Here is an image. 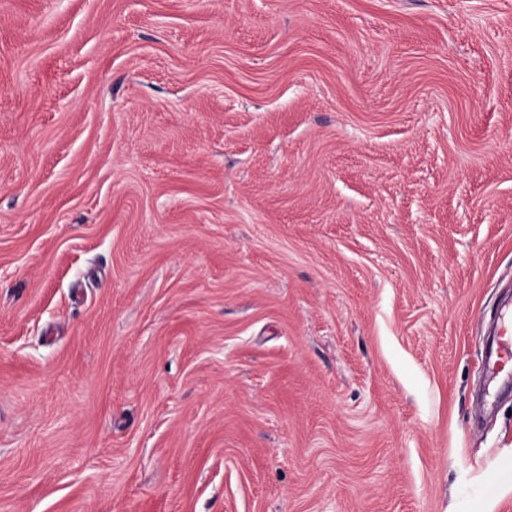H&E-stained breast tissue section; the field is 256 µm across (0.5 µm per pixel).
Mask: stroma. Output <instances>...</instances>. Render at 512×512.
I'll return each instance as SVG.
<instances>
[{
	"label": "stroma",
	"instance_id": "1",
	"mask_svg": "<svg viewBox=\"0 0 512 512\" xmlns=\"http://www.w3.org/2000/svg\"><path fill=\"white\" fill-rule=\"evenodd\" d=\"M512 0H0V512H512ZM500 325L496 333V348L493 361L489 362L488 369L494 372L498 367L501 371L505 364L512 361V315L503 313L500 316Z\"/></svg>",
	"mask_w": 512,
	"mask_h": 512
}]
</instances>
